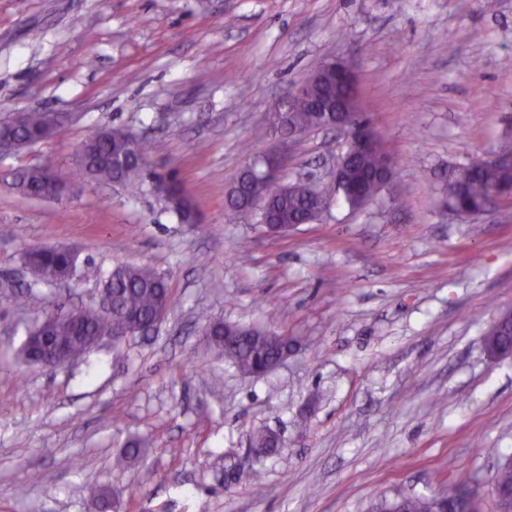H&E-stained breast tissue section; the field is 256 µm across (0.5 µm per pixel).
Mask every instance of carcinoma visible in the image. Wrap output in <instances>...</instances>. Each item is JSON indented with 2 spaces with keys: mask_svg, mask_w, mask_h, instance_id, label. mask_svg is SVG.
Returning <instances> with one entry per match:
<instances>
[{
  "mask_svg": "<svg viewBox=\"0 0 512 512\" xmlns=\"http://www.w3.org/2000/svg\"><path fill=\"white\" fill-rule=\"evenodd\" d=\"M342 90L329 80L311 88L307 98L296 100L288 112V124L312 130L335 118L336 101ZM49 122L47 112H15L0 121L3 129L13 137L25 142L36 132L45 130ZM129 132L122 128H99L91 131L82 144L85 151L77 153L76 172L99 182L110 183L118 179L132 190L140 189L148 157L152 150L149 140L139 139L133 147L134 160L125 158ZM387 158L382 143L362 154L351 156L346 164V183L339 196L354 200L349 187L356 185L363 197H374L378 193L374 176L383 167ZM465 181L453 178L445 187L448 199L457 205L459 216L470 218L485 211L490 189L502 180L500 171L488 161L476 159L468 166ZM54 178L64 181L62 174L50 166H32L14 175L13 185L23 194L37 196L45 181ZM249 182H240L238 194L231 202L233 215L247 218L249 209ZM275 215L282 221L292 217L296 221L322 219L326 210L319 205L305 183H270L266 186ZM25 264L37 280L55 282L62 277L75 274L77 257L65 252H48L41 247L28 246L24 250ZM103 292L112 297V314L104 316L95 306H85L75 312L48 316L29 330L31 336L21 348L28 358L36 349L59 348L68 361L80 358L89 349L92 337L101 330H110L116 336H124L135 322H146L162 308L171 304L168 288L152 269L118 264L107 274ZM208 336L212 345L224 353L243 374H253L263 362L277 358L281 345L266 335V330L252 328L251 334L242 336L234 324L214 323ZM403 512H480L475 496L463 484L454 483L431 495L403 497Z\"/></svg>",
  "mask_w": 512,
  "mask_h": 512,
  "instance_id": "carcinoma-1",
  "label": "carcinoma"
}]
</instances>
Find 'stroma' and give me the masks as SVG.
Masks as SVG:
<instances>
[{"label": "stroma", "mask_w": 512, "mask_h": 512, "mask_svg": "<svg viewBox=\"0 0 512 512\" xmlns=\"http://www.w3.org/2000/svg\"><path fill=\"white\" fill-rule=\"evenodd\" d=\"M332 60L356 65L392 181L285 234L229 219L224 192L250 157L287 151L285 182L327 186L344 137L287 145L269 116ZM21 111L62 126L0 156V512H100L101 489L117 512H367L449 482L499 512L512 358L484 338L512 308V199L464 220L443 187L475 159L512 158V0H0V118ZM100 127L148 138L150 169L176 172L197 223L150 183L74 174ZM39 164L68 172L59 197L13 188ZM28 246L73 250L75 276L37 282ZM120 263L167 284L153 331L52 371L23 363L29 329L97 303ZM219 320L293 350L241 374L205 335ZM265 428L282 446L258 458L250 437ZM134 439L139 456L116 468Z\"/></svg>", "instance_id": "1"}]
</instances>
